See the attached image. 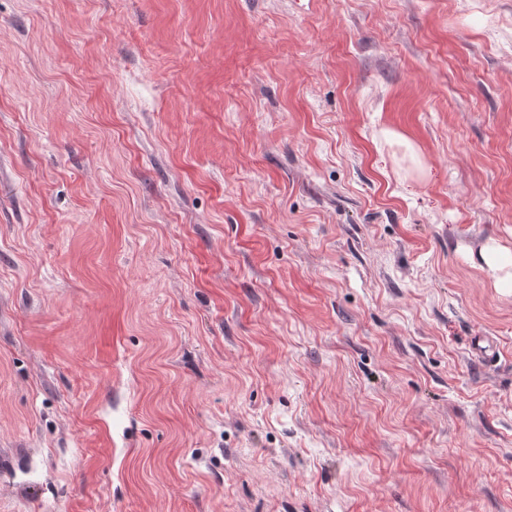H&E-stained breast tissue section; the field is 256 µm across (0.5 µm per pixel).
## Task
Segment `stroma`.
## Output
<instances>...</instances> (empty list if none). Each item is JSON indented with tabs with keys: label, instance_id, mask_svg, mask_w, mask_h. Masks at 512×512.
<instances>
[{
	"label": "stroma",
	"instance_id": "obj_1",
	"mask_svg": "<svg viewBox=\"0 0 512 512\" xmlns=\"http://www.w3.org/2000/svg\"><path fill=\"white\" fill-rule=\"evenodd\" d=\"M488 247L512 0H0V512H512Z\"/></svg>",
	"mask_w": 512,
	"mask_h": 512
}]
</instances>
